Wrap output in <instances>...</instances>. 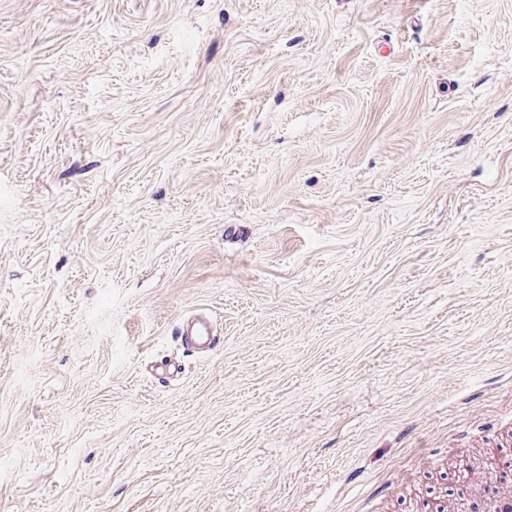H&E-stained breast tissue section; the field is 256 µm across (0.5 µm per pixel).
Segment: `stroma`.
I'll return each mask as SVG.
<instances>
[{"label":"stroma","instance_id":"35a3bbf8","mask_svg":"<svg viewBox=\"0 0 512 512\" xmlns=\"http://www.w3.org/2000/svg\"><path fill=\"white\" fill-rule=\"evenodd\" d=\"M472 454L512 0H0V512H465ZM180 335L185 347L202 355L214 352L221 345L212 325L203 318H188L182 325Z\"/></svg>","mask_w":512,"mask_h":512}]
</instances>
